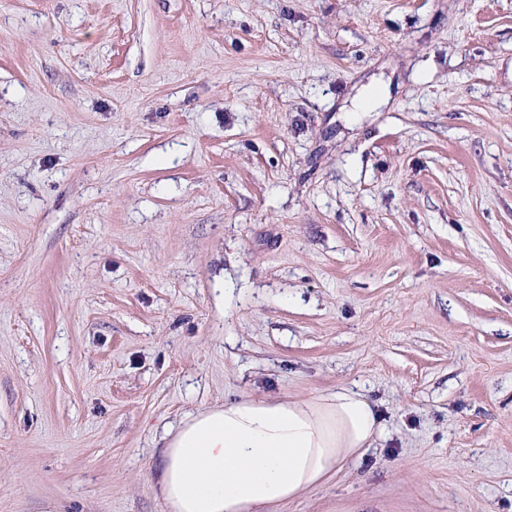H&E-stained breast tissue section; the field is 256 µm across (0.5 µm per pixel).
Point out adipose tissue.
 <instances>
[{
	"label": "adipose tissue",
	"instance_id": "1",
	"mask_svg": "<svg viewBox=\"0 0 512 512\" xmlns=\"http://www.w3.org/2000/svg\"><path fill=\"white\" fill-rule=\"evenodd\" d=\"M381 432L374 402L345 388L246 396L188 415L164 438L159 492L168 512H266L336 477Z\"/></svg>",
	"mask_w": 512,
	"mask_h": 512
}]
</instances>
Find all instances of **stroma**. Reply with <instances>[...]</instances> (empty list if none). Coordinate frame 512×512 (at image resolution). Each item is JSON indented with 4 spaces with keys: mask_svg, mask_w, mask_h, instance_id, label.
Segmentation results:
<instances>
[{
    "mask_svg": "<svg viewBox=\"0 0 512 512\" xmlns=\"http://www.w3.org/2000/svg\"><path fill=\"white\" fill-rule=\"evenodd\" d=\"M340 387L382 436L271 512H512V0H0V512Z\"/></svg>",
    "mask_w": 512,
    "mask_h": 512,
    "instance_id": "obj_1",
    "label": "stroma"
}]
</instances>
